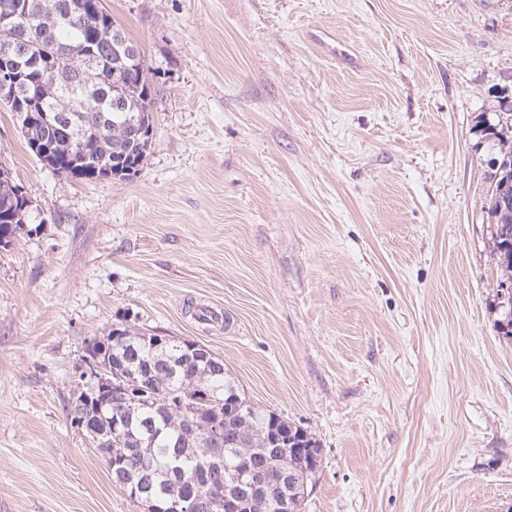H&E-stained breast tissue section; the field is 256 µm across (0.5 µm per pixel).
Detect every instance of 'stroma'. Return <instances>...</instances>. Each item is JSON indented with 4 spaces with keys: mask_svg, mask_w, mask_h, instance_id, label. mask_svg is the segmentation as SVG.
Masks as SVG:
<instances>
[{
    "mask_svg": "<svg viewBox=\"0 0 512 512\" xmlns=\"http://www.w3.org/2000/svg\"><path fill=\"white\" fill-rule=\"evenodd\" d=\"M103 5L157 85L137 174H54L0 105L37 207L0 247V512H143L68 416L123 326L319 440L300 512H512L484 209L512 0Z\"/></svg>",
    "mask_w": 512,
    "mask_h": 512,
    "instance_id": "stroma-1",
    "label": "stroma"
}]
</instances>
